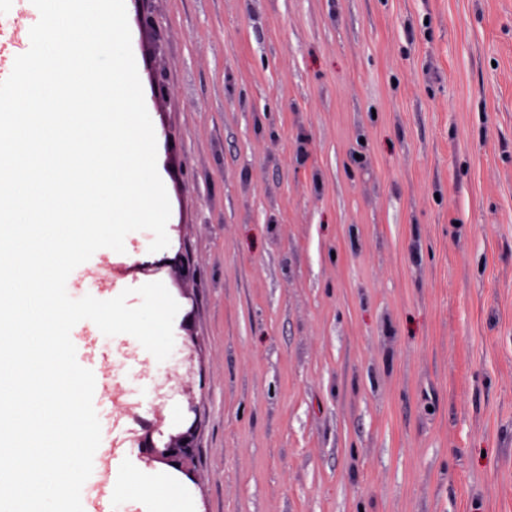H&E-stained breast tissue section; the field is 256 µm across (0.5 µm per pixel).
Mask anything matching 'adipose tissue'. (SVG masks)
<instances>
[{"label":"adipose tissue","mask_w":512,"mask_h":512,"mask_svg":"<svg viewBox=\"0 0 512 512\" xmlns=\"http://www.w3.org/2000/svg\"><path fill=\"white\" fill-rule=\"evenodd\" d=\"M189 488L175 469L123 453L112 459V512H194Z\"/></svg>","instance_id":"1"}]
</instances>
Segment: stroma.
I'll return each instance as SVG.
<instances>
[{
    "label": "stroma",
    "instance_id": "obj_1",
    "mask_svg": "<svg viewBox=\"0 0 512 512\" xmlns=\"http://www.w3.org/2000/svg\"><path fill=\"white\" fill-rule=\"evenodd\" d=\"M126 9L169 245L67 290L162 282L180 346L74 326L155 385L101 378V447L196 424L198 512H512V0Z\"/></svg>",
    "mask_w": 512,
    "mask_h": 512
}]
</instances>
